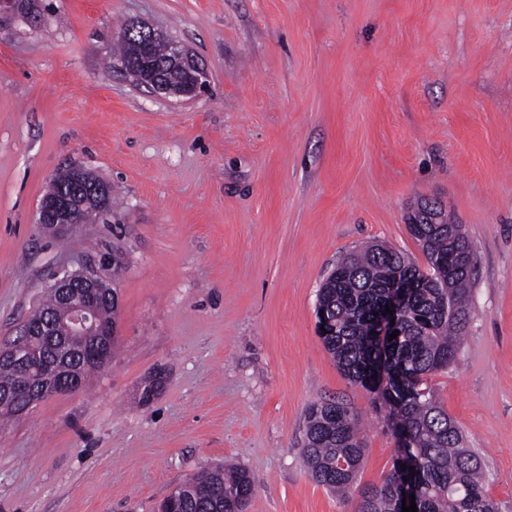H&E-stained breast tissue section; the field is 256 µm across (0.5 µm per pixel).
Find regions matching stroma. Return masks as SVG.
Returning a JSON list of instances; mask_svg holds the SVG:
<instances>
[{
  "label": "stroma",
  "mask_w": 512,
  "mask_h": 512,
  "mask_svg": "<svg viewBox=\"0 0 512 512\" xmlns=\"http://www.w3.org/2000/svg\"><path fill=\"white\" fill-rule=\"evenodd\" d=\"M0 18V348L53 274L113 257L119 343L80 392L0 428V512H158L232 461L246 512H357L302 458L305 413L357 411L358 481L397 441L317 331L318 290L383 243L418 266L424 202L475 256L455 363L430 376L512 508V0H29ZM143 22L205 65L198 98L131 82L111 49ZM80 167L104 220L49 235L36 211Z\"/></svg>",
  "instance_id": "obj_1"
}]
</instances>
